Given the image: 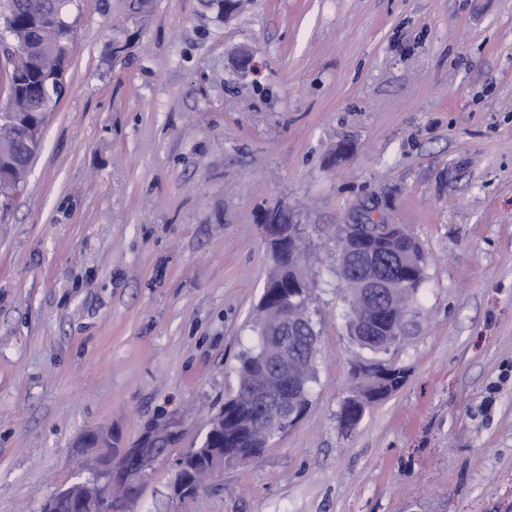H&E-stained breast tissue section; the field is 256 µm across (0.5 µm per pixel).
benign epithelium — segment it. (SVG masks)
I'll return each mask as SVG.
<instances>
[{"mask_svg":"<svg viewBox=\"0 0 512 512\" xmlns=\"http://www.w3.org/2000/svg\"><path fill=\"white\" fill-rule=\"evenodd\" d=\"M263 230L272 257L302 251L296 225L285 226L273 214L263 225ZM338 253L344 259L355 255L361 258L358 295L350 296L354 307L348 334L374 336L381 343V351L389 352L407 335L412 316L404 315L397 329L389 325L392 314L403 305V282L392 276H382L380 267L387 261L415 281L424 269L425 256L410 244V235L399 225L376 222L345 225ZM305 282L303 266H288V287L282 293L276 311L268 313L263 362L250 380L244 400L248 407H262L273 412L282 431L295 425L306 412L298 401L297 392L312 376L311 361L292 352L296 329L311 318L310 309L295 307ZM361 375L363 380L343 401L352 409L385 399L401 381L400 374L384 360L362 364ZM249 459L251 456L244 453L219 454L211 466L212 476L222 474L227 465ZM200 491L199 484L185 477L173 484L174 500L179 504L195 498ZM93 496L101 501L103 512H125L126 501L112 497L109 482L99 483Z\"/></svg>","mask_w":512,"mask_h":512,"instance_id":"7a95c632","label":"benign epithelium"}]
</instances>
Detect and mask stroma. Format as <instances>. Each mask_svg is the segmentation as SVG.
I'll return each instance as SVG.
<instances>
[{
	"instance_id": "35a3bbf8",
	"label": "stroma",
	"mask_w": 512,
	"mask_h": 512,
	"mask_svg": "<svg viewBox=\"0 0 512 512\" xmlns=\"http://www.w3.org/2000/svg\"><path fill=\"white\" fill-rule=\"evenodd\" d=\"M126 5L68 0L64 94L0 199V512L83 481L101 429L152 451L129 512H512V0ZM276 211L314 275L311 405L180 506L175 461L258 340ZM373 220L428 278L405 384L346 434L336 232Z\"/></svg>"
}]
</instances>
